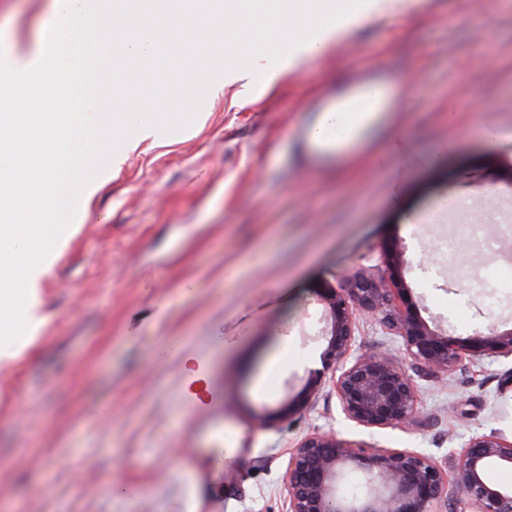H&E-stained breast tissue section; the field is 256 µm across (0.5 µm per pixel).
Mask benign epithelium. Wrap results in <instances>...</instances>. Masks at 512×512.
Returning a JSON list of instances; mask_svg holds the SVG:
<instances>
[{"label": "benign epithelium", "instance_id": "1", "mask_svg": "<svg viewBox=\"0 0 512 512\" xmlns=\"http://www.w3.org/2000/svg\"><path fill=\"white\" fill-rule=\"evenodd\" d=\"M384 252L383 275L316 288L326 319V347L320 367L309 372L297 393L287 395L277 419L302 409L330 377L346 419L365 429L395 427L419 412L413 376L447 375L464 361L483 357L512 359V328L491 326L461 341L438 325L429 326L400 275L403 252L394 242ZM362 313L377 317L399 338L414 374L382 354H354ZM494 467L512 469V439L494 431L473 433L444 466L416 448H378L315 432L295 448L285 471L287 512H512V486L488 479ZM352 474L359 492L350 495L346 487ZM450 484L458 493L452 501L446 495Z\"/></svg>", "mask_w": 512, "mask_h": 512}]
</instances>
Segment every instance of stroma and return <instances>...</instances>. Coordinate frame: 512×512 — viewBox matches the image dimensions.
<instances>
[{
    "mask_svg": "<svg viewBox=\"0 0 512 512\" xmlns=\"http://www.w3.org/2000/svg\"><path fill=\"white\" fill-rule=\"evenodd\" d=\"M83 31L55 23L49 0H0V52L66 61ZM376 71L409 88L384 115L409 162L381 165L357 143L342 172L316 163L306 124ZM444 198L464 213L406 224ZM491 198L512 207V0L395 6L274 83L258 69L210 86L189 129L133 134L63 234L41 283V330L0 361V512H286L289 456L316 431L439 460L477 431L511 438L501 388L512 361L494 357L417 379L412 423L363 429L328 383L301 412L258 425L319 365L314 287L381 275L385 243L402 249L425 321L459 340L511 328L512 288L490 309L465 285L512 265V242L479 249L459 222L485 221ZM443 238L456 244L447 262ZM284 339L293 357L262 393L256 370ZM356 347L403 355L365 316Z\"/></svg>",
    "mask_w": 512,
    "mask_h": 512,
    "instance_id": "35a3bbf8",
    "label": "stroma"
}]
</instances>
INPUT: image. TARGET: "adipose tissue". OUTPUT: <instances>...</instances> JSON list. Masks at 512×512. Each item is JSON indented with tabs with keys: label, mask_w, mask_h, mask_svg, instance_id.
<instances>
[{
	"label": "adipose tissue",
	"mask_w": 512,
	"mask_h": 512,
	"mask_svg": "<svg viewBox=\"0 0 512 512\" xmlns=\"http://www.w3.org/2000/svg\"><path fill=\"white\" fill-rule=\"evenodd\" d=\"M147 20L137 18L139 0H52L54 17L61 22L78 19L98 32L94 42L82 45L75 66H60L56 57L37 53L28 58L12 55L0 60V93L17 86L33 85L46 71H58L55 81L61 98L70 100L97 95L111 89L116 77L111 67L112 39L120 37L124 56L151 58L161 51L172 54L194 80L201 62L191 47L193 34L216 22L224 24L225 43L235 44L245 67L272 56L279 72L326 51L354 29L384 14L387 0H153ZM367 138L377 160L400 155L402 137L392 127L376 123L374 117L327 109L318 113L306 130L310 144L336 142L346 145Z\"/></svg>",
	"instance_id": "ef3b65f1"
}]
</instances>
